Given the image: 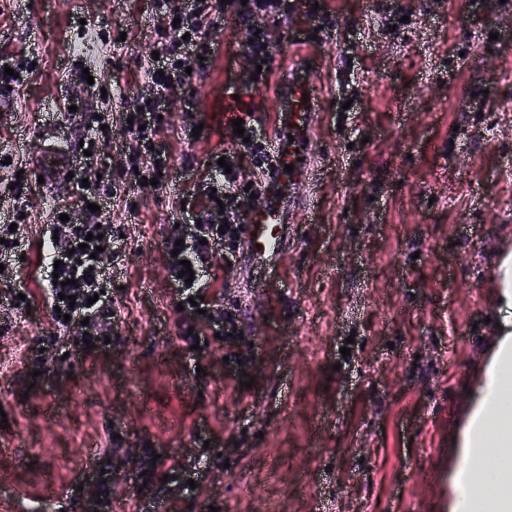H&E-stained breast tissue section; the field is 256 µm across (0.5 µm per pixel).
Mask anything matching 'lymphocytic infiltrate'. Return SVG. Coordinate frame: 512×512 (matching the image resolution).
<instances>
[{"mask_svg":"<svg viewBox=\"0 0 512 512\" xmlns=\"http://www.w3.org/2000/svg\"><path fill=\"white\" fill-rule=\"evenodd\" d=\"M151 7L155 14L167 17L170 24L154 31L151 51L141 61L140 91L121 98L124 115L132 119L124 127L125 140L116 146L125 161L116 169L110 158L95 155L97 140L110 135V114L85 113L84 151L71 161V183L79 205L93 203L97 209L83 224L54 221L58 231L54 260L36 268L46 323L60 326L62 315L67 314L72 322L86 320L95 327V334L78 332L67 340V348L81 353L92 346L103 348L112 324L110 269L122 262L121 253L115 248L122 227L109 218V198L134 191L146 177L157 179L162 186L169 183L170 146L162 137L168 125L166 117L176 110L193 111L196 90L191 79L204 76L206 62L214 58L218 21L232 17L248 38V54L253 64L262 68L256 81L264 85L268 82L269 48L277 41L264 19L269 13L287 11L289 5L288 0H198L196 11L185 12L176 0H151ZM281 134L276 126L268 132L246 127L244 136H233L232 149L207 153L196 168V181L178 196L175 206L180 210L181 223L172 227L163 253L169 278L188 314L180 323L181 329H193L198 336L237 333L236 314H225L220 321L210 318L208 310L217 292L204 277L218 261L236 263L235 248L246 230L239 219L238 199L245 190L267 198L277 185L281 171L270 141ZM244 155L253 159L254 172L242 170L240 158ZM91 169L98 177L89 182L85 176ZM32 193L29 180L13 175L0 179V197L12 202L9 223L0 224L1 259L17 253L16 235L9 226L20 223ZM185 260L190 261L195 275L189 284L180 276Z\"/></svg>","mask_w":512,"mask_h":512,"instance_id":"obj_1","label":"lymphocytic infiltrate"}]
</instances>
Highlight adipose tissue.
<instances>
[{"mask_svg": "<svg viewBox=\"0 0 512 512\" xmlns=\"http://www.w3.org/2000/svg\"><path fill=\"white\" fill-rule=\"evenodd\" d=\"M493 280L494 333L448 436L446 512H512V238Z\"/></svg>", "mask_w": 512, "mask_h": 512, "instance_id": "obj_1", "label": "adipose tissue"}]
</instances>
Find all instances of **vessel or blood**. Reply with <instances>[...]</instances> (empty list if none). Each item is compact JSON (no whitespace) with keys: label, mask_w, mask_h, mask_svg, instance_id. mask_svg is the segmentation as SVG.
<instances>
[{"label":"vessel or blood","mask_w":512,"mask_h":512,"mask_svg":"<svg viewBox=\"0 0 512 512\" xmlns=\"http://www.w3.org/2000/svg\"><path fill=\"white\" fill-rule=\"evenodd\" d=\"M318 101V91L310 83L306 68H295L284 76L277 110L292 139L280 161L292 166V176L299 183L312 179L315 174L310 141L314 134ZM69 164L70 158L66 153L53 150L42 157L39 173L45 182H53ZM289 239L288 206L281 200H272L259 207L248 224L245 254L255 261L276 260L285 253Z\"/></svg>","instance_id":"b4317fda"}]
</instances>
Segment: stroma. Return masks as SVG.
Wrapping results in <instances>:
<instances>
[{"instance_id":"1","label":"stroma","mask_w":512,"mask_h":512,"mask_svg":"<svg viewBox=\"0 0 512 512\" xmlns=\"http://www.w3.org/2000/svg\"><path fill=\"white\" fill-rule=\"evenodd\" d=\"M98 26L85 37L81 23ZM150 0H0L8 51L38 66L0 107V153L35 172L79 90L74 56L102 73L113 132L119 92L137 90L139 57L162 25ZM280 33L268 86L232 20L195 81L200 137L181 113L167 132L172 179L112 201L126 260L112 276V341L86 358L43 339L42 305L0 321V512H63L59 493L111 455V512H155L139 469L154 448L173 512H442L448 431L492 327L497 245L512 231V0H321L273 14ZM306 59L321 91L286 256L219 273L211 315L241 310L233 342L191 349L167 281L162 241L187 161L225 146L235 114L273 116L282 72ZM80 218L67 179L40 186L21 225L23 259L0 289H31L52 212ZM49 371L31 386L22 354ZM350 355H341V347ZM250 356L240 367L232 354ZM253 385H246V378Z\"/></svg>"}]
</instances>
